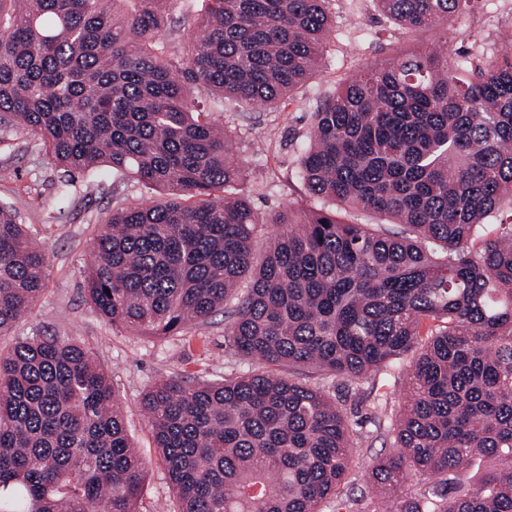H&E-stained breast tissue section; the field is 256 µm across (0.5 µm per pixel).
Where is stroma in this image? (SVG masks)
Listing matches in <instances>:
<instances>
[{"label": "stroma", "mask_w": 512, "mask_h": 512, "mask_svg": "<svg viewBox=\"0 0 512 512\" xmlns=\"http://www.w3.org/2000/svg\"><path fill=\"white\" fill-rule=\"evenodd\" d=\"M334 27L326 41L320 72L277 109H242L225 101L218 119L230 128L234 146L250 176L244 185L254 206L272 213L285 206L334 209L331 201L309 198L297 178L299 148L306 142L311 114L339 83L369 65L390 62L397 49H447L450 57L487 56L512 40V7L504 0H474L470 12L412 35L380 12L375 0H331ZM61 171L49 162L42 145L22 133L0 132V205L15 212L18 223L46 258L45 290L15 335L0 336V354L16 336L59 335L88 350L110 375L125 415L128 435L146 465L142 512H171L173 495L140 404L154 383L182 374L208 379L251 370L224 339V317L214 316L201 331L181 337L136 336L113 329L94 314L83 282L91 263L94 237L116 206L157 199L155 190L120 180L99 167L65 186ZM404 377L365 383L358 394H342L340 405L361 432L345 493L367 497V473L373 460L390 447L375 427L373 404L380 395L399 401Z\"/></svg>", "instance_id": "1"}]
</instances>
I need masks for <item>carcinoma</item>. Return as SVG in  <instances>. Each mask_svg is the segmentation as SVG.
<instances>
[{"label": "carcinoma", "instance_id": "obj_1", "mask_svg": "<svg viewBox=\"0 0 512 512\" xmlns=\"http://www.w3.org/2000/svg\"><path fill=\"white\" fill-rule=\"evenodd\" d=\"M172 2L0 0V128L39 140L71 180L107 166L159 192L96 235L97 315L183 336L222 312L235 354L264 366L143 395L173 512H324L358 440L334 379L404 364L402 403L374 406L396 453L371 485L394 512H512V214L484 230L512 204V45L475 64L418 48L344 81L312 113L298 169L335 209L271 214L203 100L291 97L321 67L328 0H205L180 50L165 40ZM377 2L417 33L471 0ZM349 208L384 223L353 224ZM45 276L0 206V336ZM299 367L322 382L291 378ZM144 472L80 344L23 336L0 356V512H140Z\"/></svg>", "mask_w": 512, "mask_h": 512}]
</instances>
